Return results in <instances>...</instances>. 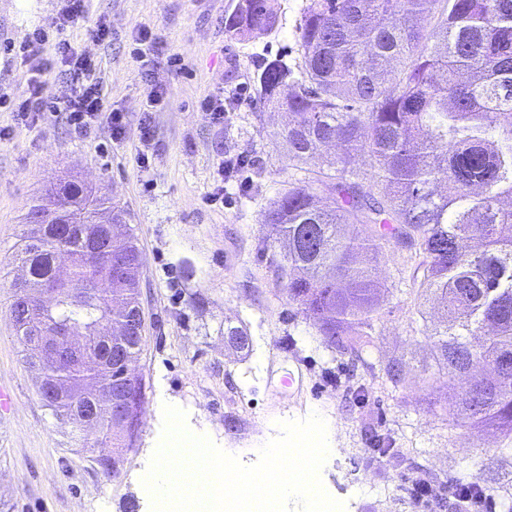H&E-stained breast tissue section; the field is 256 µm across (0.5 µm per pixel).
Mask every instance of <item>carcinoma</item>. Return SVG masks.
I'll return each mask as SVG.
<instances>
[{
  "label": "carcinoma",
  "instance_id": "carcinoma-1",
  "mask_svg": "<svg viewBox=\"0 0 512 512\" xmlns=\"http://www.w3.org/2000/svg\"><path fill=\"white\" fill-rule=\"evenodd\" d=\"M278 23L275 0H233L224 32L247 41ZM299 30L300 64L263 60L256 99L288 117L272 136L289 165L321 147L336 152L265 211L263 244L286 242L270 264L326 347L394 390L413 377L430 394L448 378L453 399L439 397L440 416L512 441V209L502 207L512 200V0H308ZM109 209L127 217L67 174L30 207L74 224L63 234L38 224L21 237L25 275L9 313L44 406L110 478L137 451L148 386L124 376L146 337L120 333L143 313L138 239L128 231L112 254L87 258ZM401 245L414 259V315L437 317L431 358L417 365L369 361L374 324L389 312L375 269ZM112 260L132 274L109 278ZM483 331L472 348L466 337ZM224 339L252 347L243 328H227ZM127 386L139 399L124 428L113 400Z\"/></svg>",
  "mask_w": 512,
  "mask_h": 512
}]
</instances>
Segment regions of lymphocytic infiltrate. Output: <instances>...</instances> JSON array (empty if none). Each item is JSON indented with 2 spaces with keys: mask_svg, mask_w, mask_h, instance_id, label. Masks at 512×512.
Instances as JSON below:
<instances>
[{
  "mask_svg": "<svg viewBox=\"0 0 512 512\" xmlns=\"http://www.w3.org/2000/svg\"><path fill=\"white\" fill-rule=\"evenodd\" d=\"M86 16L85 0H60V8L51 26H36L29 33L23 47L24 59L31 64L25 98L16 108L18 119L25 123H37L65 114L74 130L89 134L96 126L107 124L113 137L125 133L124 116L112 108L99 78V64L90 56L79 53L69 40L64 38L66 28ZM56 33L54 59L39 58L38 52L49 33ZM61 69L69 76L71 93L58 99L45 97L44 75L52 69Z\"/></svg>",
  "mask_w": 512,
  "mask_h": 512,
  "instance_id": "obj_1",
  "label": "lymphocytic infiltrate"
}]
</instances>
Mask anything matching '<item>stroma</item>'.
Listing matches in <instances>:
<instances>
[{"label": "stroma", "mask_w": 512, "mask_h": 512, "mask_svg": "<svg viewBox=\"0 0 512 512\" xmlns=\"http://www.w3.org/2000/svg\"><path fill=\"white\" fill-rule=\"evenodd\" d=\"M231 0H88L84 22L66 38L101 62L100 77L113 108L126 116L125 134L107 126L89 135L65 119L18 122L0 106V512H123L135 497L137 512H154L143 485L163 434L162 404L182 409L186 425L242 464L281 434L283 421L320 414L329 454L321 468L326 490L343 512H449L408 493L417 470L458 481H497L512 466L499 458V436L477 434L443 420L417 384L393 390L373 383L363 368L320 341L261 250L262 215L289 181L322 167L312 159L289 166L255 99L252 77L263 59L300 61L299 23L308 0H277L280 22L245 42L224 33ZM57 0H0V89L19 95L29 66L21 44L35 26L51 22ZM112 25V40L96 41L97 19ZM151 45L140 55L141 33ZM164 85L168 102L149 104V84ZM239 94L223 124L209 122L206 97ZM151 111L153 133L140 138L139 120ZM248 156L245 168L219 177L227 157ZM77 173L130 214L129 228L144 257L148 351L135 373L149 385L138 450L119 477L109 479L78 454L68 424L44 406L26 368L9 313L14 254L24 217L58 176ZM223 202L211 203L216 191ZM410 261L389 250L376 276L393 288L391 314L375 326V355L425 359L430 343L423 323L408 314ZM228 326L245 327L249 353L224 341ZM302 385L288 389L290 371ZM385 437L391 454L374 449Z\"/></svg>", "instance_id": "1"}]
</instances>
